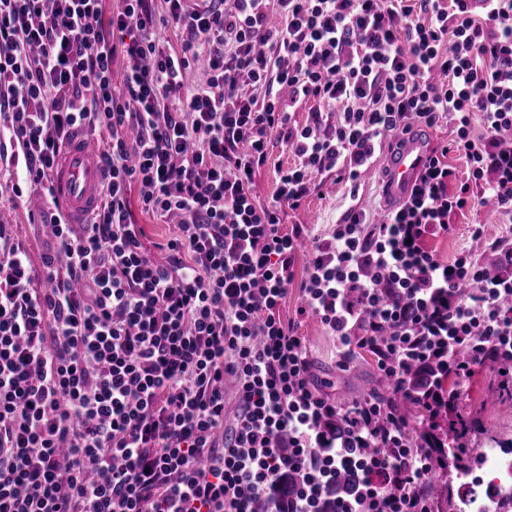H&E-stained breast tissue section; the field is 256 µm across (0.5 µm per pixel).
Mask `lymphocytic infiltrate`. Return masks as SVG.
<instances>
[{
    "instance_id": "1",
    "label": "lymphocytic infiltrate",
    "mask_w": 512,
    "mask_h": 512,
    "mask_svg": "<svg viewBox=\"0 0 512 512\" xmlns=\"http://www.w3.org/2000/svg\"><path fill=\"white\" fill-rule=\"evenodd\" d=\"M102 2L0 0L13 195L49 189L84 130L107 175L82 234L51 214L42 270L0 224V512H433L426 480L469 455L468 426L439 425L457 400L445 380L489 361L512 383V275L425 245L479 200L512 217V0H164L162 18L153 0H120L107 19ZM162 19L179 48L157 38ZM199 61L206 79L188 87ZM309 100L326 111L293 127ZM442 121L453 137L408 199L372 224L350 192L296 279L303 229L284 232L283 209L316 175L356 182L383 140ZM275 136L296 162L263 203L255 174ZM135 200L179 219L162 257ZM294 283L297 316L335 336L340 367L378 346L382 375L424 408L419 444L390 404L342 407L312 382L280 315Z\"/></svg>"
}]
</instances>
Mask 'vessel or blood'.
Masks as SVG:
<instances>
[{
	"mask_svg": "<svg viewBox=\"0 0 512 512\" xmlns=\"http://www.w3.org/2000/svg\"><path fill=\"white\" fill-rule=\"evenodd\" d=\"M428 155L426 138L413 132L400 136L387 157L383 193L398 206L413 188ZM106 181L94 141L80 134L65 145L52 177L54 198L62 204L67 223L82 224L96 210Z\"/></svg>",
	"mask_w": 512,
	"mask_h": 512,
	"instance_id": "1",
	"label": "vessel or blood"
}]
</instances>
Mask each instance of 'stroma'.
<instances>
[{
  "instance_id": "obj_1",
  "label": "stroma",
  "mask_w": 512,
  "mask_h": 512,
  "mask_svg": "<svg viewBox=\"0 0 512 512\" xmlns=\"http://www.w3.org/2000/svg\"><path fill=\"white\" fill-rule=\"evenodd\" d=\"M8 183V174L0 173V213L4 214L6 223L11 224L14 237L27 249L34 266H41L50 243L42 226L30 223L29 216L48 210L50 199L40 190L18 200L12 199ZM349 190V184L339 181L335 173L317 175L302 208L285 211V227L302 224L307 226L311 239L329 238L350 203ZM449 222L448 235L429 239L426 243L427 248L443 261L452 260L465 247L472 248L481 261L497 259L495 245L506 228L512 225V220L496 207L485 205L454 213ZM475 227L483 230L482 237L477 240L471 236ZM300 303L298 286H291L280 315L293 319L298 335L307 341L313 382L340 405L365 398L380 376L376 356L356 351L349 367L341 368L335 337L319 319L296 317L295 310ZM458 411L471 424L468 440L471 454H478L483 448L512 450V398L501 389L495 367L489 364L475 366L473 375L460 391Z\"/></svg>"
}]
</instances>
